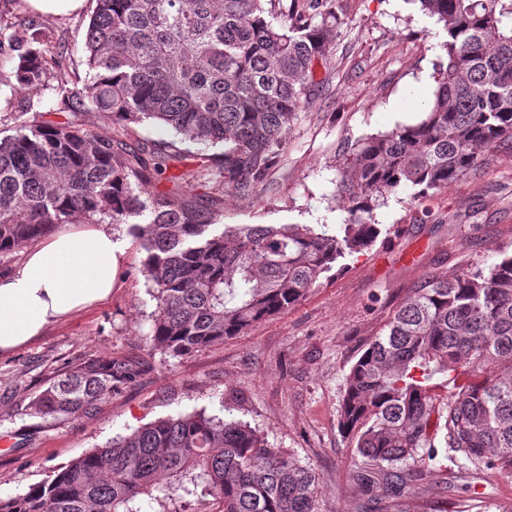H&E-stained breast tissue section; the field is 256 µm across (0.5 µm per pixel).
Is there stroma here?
Wrapping results in <instances>:
<instances>
[{"instance_id":"35a3bbf8","label":"stroma","mask_w":512,"mask_h":512,"mask_svg":"<svg viewBox=\"0 0 512 512\" xmlns=\"http://www.w3.org/2000/svg\"><path fill=\"white\" fill-rule=\"evenodd\" d=\"M333 79L299 113L281 163L267 180L224 196L223 224H338L345 213L336 182L348 150L399 124L417 123L435 88L445 32L410 0H347ZM93 0L59 16L27 0H0V18L33 20L50 31L88 79L82 43ZM16 60L0 50V130L20 118L64 120L56 77L37 90H16ZM128 143L181 150V169L222 146L178 140L158 123L131 125ZM374 246L342 259L288 312L181 357L150 347L154 303L138 241L120 233L111 296L53 323L15 352L0 354V500L24 493L84 453L158 418L203 411L234 417L291 450L318 474L329 512H455L460 500L512 504V477L488 472L456 478L448 453L423 475V493L368 492L355 477V456L339 424L345 379L393 309L424 277L496 261L512 251V144L434 196L388 195L375 212ZM90 356L138 361L141 372L88 416L39 418L32 398L68 364Z\"/></svg>"}]
</instances>
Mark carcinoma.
Instances as JSON below:
<instances>
[{
	"label": "carcinoma",
	"instance_id": "cac0c4a2",
	"mask_svg": "<svg viewBox=\"0 0 512 512\" xmlns=\"http://www.w3.org/2000/svg\"><path fill=\"white\" fill-rule=\"evenodd\" d=\"M84 35L89 79L67 87V53L19 24L26 92L53 71L73 113L114 126L154 121L183 140L224 145L187 174L177 153L151 155L66 118L24 120L0 137V254L63 224L125 225L146 253L152 349L190 354L288 311L340 260L381 234L374 211L400 189L420 200L512 141V0H412L447 33L433 99L419 122L357 143L337 184L346 217L328 224L217 223L224 189L263 183L298 112L329 85L347 0H95ZM205 182L210 195L188 194ZM139 363L69 364L30 402L78 418L135 380ZM460 381L446 404V450L460 475L512 476V253L494 265L432 274L412 289L351 367L340 409L357 479L394 493L438 449L436 375ZM327 512L314 469L259 430L204 411L158 418L95 448L8 500L0 512Z\"/></svg>",
	"mask_w": 512,
	"mask_h": 512
}]
</instances>
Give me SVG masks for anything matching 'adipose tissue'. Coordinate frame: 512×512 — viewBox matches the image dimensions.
Here are the masks:
<instances>
[{
    "label": "adipose tissue",
    "mask_w": 512,
    "mask_h": 512,
    "mask_svg": "<svg viewBox=\"0 0 512 512\" xmlns=\"http://www.w3.org/2000/svg\"><path fill=\"white\" fill-rule=\"evenodd\" d=\"M115 244L107 225L71 224L29 248L17 270L0 275V353L107 299L117 266Z\"/></svg>",
    "instance_id": "1"
}]
</instances>
